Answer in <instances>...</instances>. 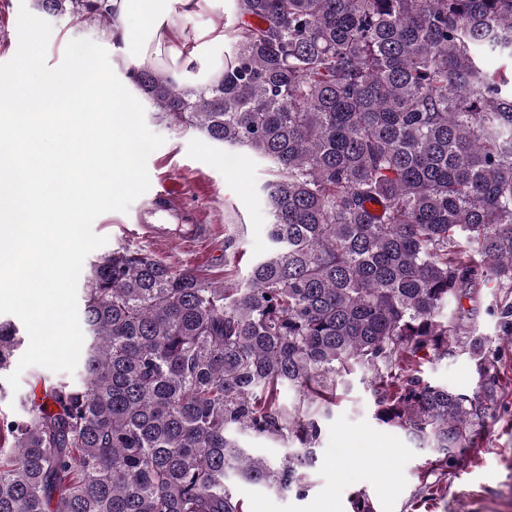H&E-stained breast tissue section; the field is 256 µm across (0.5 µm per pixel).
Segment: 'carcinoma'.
Masks as SVG:
<instances>
[{"mask_svg": "<svg viewBox=\"0 0 512 512\" xmlns=\"http://www.w3.org/2000/svg\"><path fill=\"white\" fill-rule=\"evenodd\" d=\"M230 2L219 81L131 78L167 121L275 167L274 248L222 283L126 248L91 264L81 382L0 412V512H247L231 478L300 494L358 369L375 418L436 454L430 498L512 411L488 338L448 312L492 282L512 339V66L485 64L512 62V0ZM34 6L109 20L107 0ZM20 345L0 322V374ZM458 349L480 396L421 376ZM241 435L301 451L272 466Z\"/></svg>", "mask_w": 512, "mask_h": 512, "instance_id": "1", "label": "carcinoma"}]
</instances>
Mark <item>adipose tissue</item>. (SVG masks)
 <instances>
[{"label":"adipose tissue","instance_id":"obj_1","mask_svg":"<svg viewBox=\"0 0 512 512\" xmlns=\"http://www.w3.org/2000/svg\"><path fill=\"white\" fill-rule=\"evenodd\" d=\"M181 21H174L163 10L162 0H109V36L117 41L128 63L136 66L144 61L167 63L176 80H183L193 63L197 38L185 27L201 4L212 5L216 0H177Z\"/></svg>","mask_w":512,"mask_h":512}]
</instances>
